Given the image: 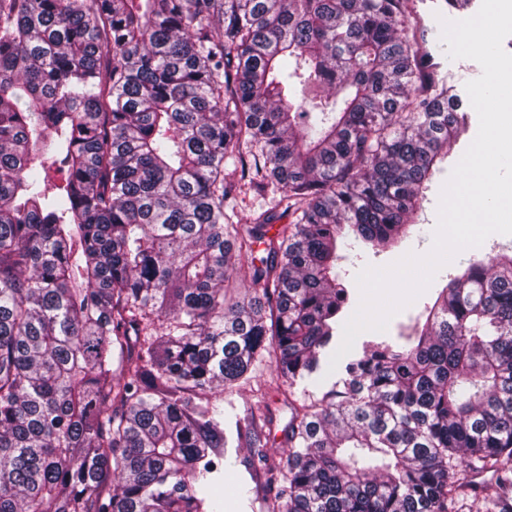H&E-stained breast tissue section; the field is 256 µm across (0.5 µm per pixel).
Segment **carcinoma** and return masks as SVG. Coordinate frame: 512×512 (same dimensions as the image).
I'll list each match as a JSON object with an SVG mask.
<instances>
[{
    "label": "carcinoma",
    "instance_id": "obj_1",
    "mask_svg": "<svg viewBox=\"0 0 512 512\" xmlns=\"http://www.w3.org/2000/svg\"><path fill=\"white\" fill-rule=\"evenodd\" d=\"M417 24L412 0H0V512H224L234 444L256 487L282 475L265 512H512V249L328 373L339 250L410 237L466 131ZM263 358L333 380L284 465L268 406L224 423ZM279 198L280 191L270 187L261 195L249 193L243 201L239 198L236 202H230L225 210L231 216L234 212L235 222L239 220V224H248L253 214L273 208Z\"/></svg>",
    "mask_w": 512,
    "mask_h": 512
}]
</instances>
